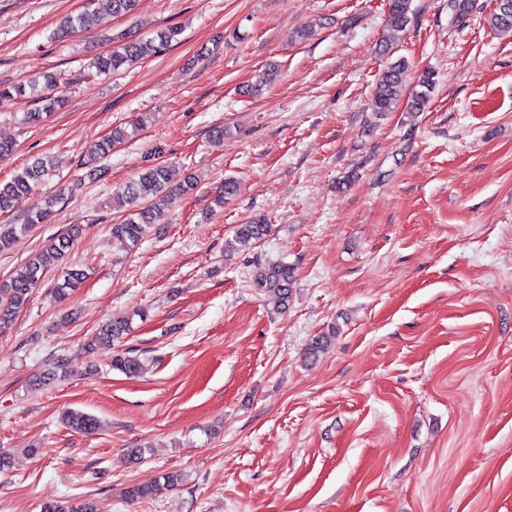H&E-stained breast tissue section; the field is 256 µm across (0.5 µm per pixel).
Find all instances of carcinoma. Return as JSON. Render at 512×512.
I'll return each instance as SVG.
<instances>
[{
  "instance_id": "carcinoma-1",
  "label": "carcinoma",
  "mask_w": 512,
  "mask_h": 512,
  "mask_svg": "<svg viewBox=\"0 0 512 512\" xmlns=\"http://www.w3.org/2000/svg\"><path fill=\"white\" fill-rule=\"evenodd\" d=\"M95 0H87L85 9L77 16L67 20L57 32L60 38L92 26L97 18V10L93 8ZM412 0H390V12L398 26L403 27L409 22ZM449 7L454 18L463 21L474 9V0H449ZM489 27L497 32H512V0L496 5L495 10L487 19ZM180 35V30L169 27L160 30L156 35L143 40L134 36L122 35L112 41V49L94 56L90 67L98 74L116 73L140 60L167 49ZM409 65L399 58L387 65L379 79L372 100V111L375 118L380 119L392 111L402 99L406 91ZM419 89L409 97L408 109L412 112L423 110L430 98L435 81L434 74L425 72L418 79ZM129 137L125 129L115 127L109 136L94 143L85 154L81 165L88 168L87 176L101 174L98 163L108 156L112 148ZM52 168L51 160L37 158L16 173L11 180L0 182V213L10 211L13 201L21 195H33L38 187L49 176ZM196 188V180L189 177L177 187L171 186L170 172L167 166L160 163H146L138 172L137 177L124 185L120 192L113 195L112 206L128 212V216L120 224L112 225V236L117 241L135 245L156 224L164 220L166 211L177 195H186ZM60 197H47L31 210L23 224H13L0 231V250L7 247L17 236L30 230L36 224H44L51 216L53 208L59 203ZM270 232V225L262 220L249 224H239L235 229V239L249 241L261 240ZM74 240V233L60 235L51 240L40 252L33 255L24 265L15 270L10 279L0 282V333L8 329L17 313L28 302L29 297L44 275L57 268L68 255ZM88 277L86 269L72 266L63 271L62 279L56 284V294L65 298L70 292L79 288ZM295 282L294 270L286 264L257 265L253 273L256 287L274 293L282 303H287ZM131 331L129 323L109 322L103 324L84 347V352L92 353L101 345H111L121 341ZM335 333L316 337L308 348V356L318 358L331 344ZM70 358L61 355L44 372L38 374L33 385L43 387L67 377L70 372ZM142 358L133 356L128 351L117 354L112 359V368L129 376H136L143 370ZM64 424L76 431L92 433L97 429L95 416L77 410H66L62 414ZM181 481L177 472H167L151 483L129 485L125 497L131 502L152 499L164 491L176 486ZM42 512H95L94 505L89 502L74 503L47 501L42 505Z\"/></svg>"
}]
</instances>
